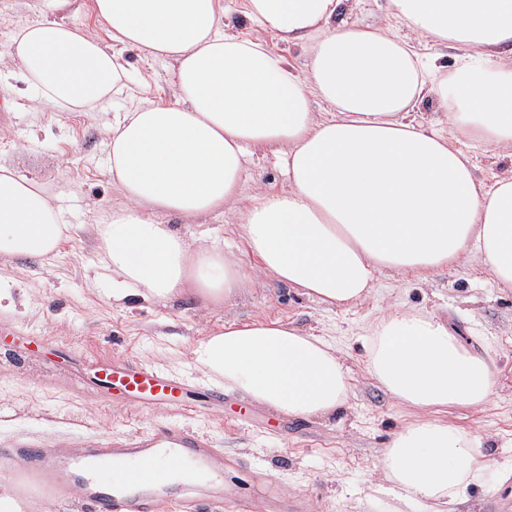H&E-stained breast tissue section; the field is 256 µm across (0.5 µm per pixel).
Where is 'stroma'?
Wrapping results in <instances>:
<instances>
[{"label":"stroma","instance_id":"35a3bbf8","mask_svg":"<svg viewBox=\"0 0 512 512\" xmlns=\"http://www.w3.org/2000/svg\"><path fill=\"white\" fill-rule=\"evenodd\" d=\"M57 19L98 30L92 0L70 10L54 0H0V164L37 181L66 213L71 226L48 260L0 257V276L12 286V304L0 307V448L23 444L57 454L80 452L84 438L119 440L172 424L209 437L227 460L224 499H201L199 512H227L246 500L249 512H392L391 499L373 493L380 461L392 435L417 412L396 401L371 374L368 344L378 319L394 309L437 315L469 351L489 360L493 387L478 408L443 413L449 426L481 437L483 470L470 486L467 512H487L489 500L512 505V287L500 284L478 258L429 274L382 270L370 295L333 308L300 288L254 272L256 259L234 232L235 209L194 219L172 217L187 238L223 240L247 273L232 301L205 306L188 299L157 302L129 298L112 303L101 268L98 224L125 198L108 172L114 116L132 107L129 94L93 108L36 110L16 68L12 41L34 20ZM134 81L148 83L156 100L174 101L177 64L126 53ZM454 143L475 162L478 180L512 170V158L475 141L463 130ZM280 148H250L242 198L281 189ZM279 321L332 342L348 371L346 401L326 418L288 420L223 378L209 381L194 370L189 348L230 324ZM136 363L189 383L184 405L141 407L112 396L98 381L100 369ZM224 389L225 403L207 392Z\"/></svg>","mask_w":512,"mask_h":512}]
</instances>
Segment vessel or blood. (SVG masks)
I'll return each mask as SVG.
<instances>
[{"instance_id":"1","label":"vessel or blood","mask_w":512,"mask_h":512,"mask_svg":"<svg viewBox=\"0 0 512 512\" xmlns=\"http://www.w3.org/2000/svg\"><path fill=\"white\" fill-rule=\"evenodd\" d=\"M107 379L114 391L150 405L165 404L182 389L134 364L113 368ZM171 460L213 483L224 480L223 453L208 438L176 425L115 442L89 438L79 455L67 459L40 448H6L0 450V473L24 470L51 502L77 497L88 502L90 512H160L163 501L152 491L168 484Z\"/></svg>"}]
</instances>
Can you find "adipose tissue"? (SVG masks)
<instances>
[{"instance_id": "ef3b65f1", "label": "adipose tissue", "mask_w": 512, "mask_h": 512, "mask_svg": "<svg viewBox=\"0 0 512 512\" xmlns=\"http://www.w3.org/2000/svg\"><path fill=\"white\" fill-rule=\"evenodd\" d=\"M343 0H245L260 28L225 33L222 0H94L109 39L56 20L14 37L35 104L91 107L121 90L125 50L177 64V96L139 102L112 126L109 171L126 203L98 229L112 297L220 305L243 273L233 253L189 241L166 216L191 219L235 204L253 144L281 148L285 186L252 196L237 232L259 273L321 303H354L385 268L432 271L476 254L512 286V175L477 180L449 129L512 154V0H388L396 28L337 22ZM308 52L289 68L262 38ZM463 49L454 71L424 62L413 40ZM440 120L412 118L425 98ZM325 111H315V104ZM69 230L32 179L0 165V256L45 259ZM369 366L400 403L423 410L383 452L382 493L457 512L483 456L471 433L433 413L490 397L488 361L432 314L396 310L376 324ZM206 377L294 417L336 411L347 370L328 341L278 322L226 326L193 345Z\"/></svg>"}]
</instances>
